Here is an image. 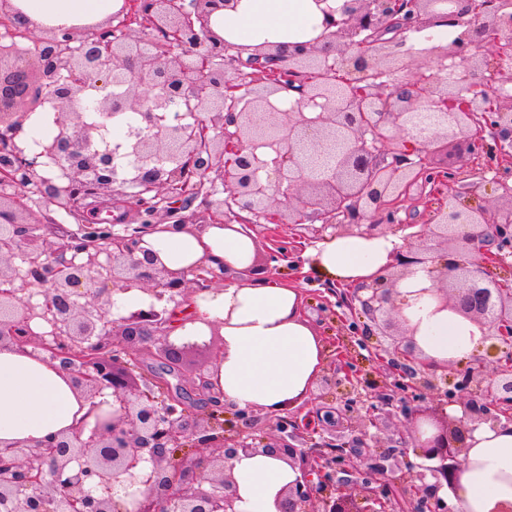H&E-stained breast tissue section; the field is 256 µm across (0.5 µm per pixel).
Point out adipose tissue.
<instances>
[{
	"instance_id": "1",
	"label": "adipose tissue",
	"mask_w": 512,
	"mask_h": 512,
	"mask_svg": "<svg viewBox=\"0 0 512 512\" xmlns=\"http://www.w3.org/2000/svg\"><path fill=\"white\" fill-rule=\"evenodd\" d=\"M16 9L48 26L83 25L109 18L120 0H11ZM344 0H239L236 9L213 13L212 29L228 43L255 48L297 45L322 32L324 9ZM141 246L167 269L190 272L195 266L223 265L237 273L220 291L199 292L185 304L172 339L204 336L223 323L224 355L218 389L225 407L270 412L300 402L324 365L322 343L303 311L298 288L248 276L256 250L254 235L241 225L207 224L184 231L158 227ZM400 237L335 234L306 251L313 269L346 288L373 283L403 249ZM430 281L415 270L399 285L400 316L416 326L415 341L425 360L466 363L489 347L487 329L451 311H440L426 295ZM87 395L77 393L69 374L42 361L32 348L0 349V446H38L69 431L85 417ZM466 464L452 498L455 512H512V424L482 425L467 440ZM240 495V512H279L282 490L297 474L268 455H238L229 461Z\"/></svg>"
}]
</instances>
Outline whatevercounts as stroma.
Segmentation results:
<instances>
[{
  "label": "stroma",
  "mask_w": 512,
  "mask_h": 512,
  "mask_svg": "<svg viewBox=\"0 0 512 512\" xmlns=\"http://www.w3.org/2000/svg\"><path fill=\"white\" fill-rule=\"evenodd\" d=\"M447 194L444 185L437 189L429 185L412 186L397 214L396 224L379 225V232L397 235L402 225L429 223ZM251 231L256 237L259 262L268 265L276 278L303 288L306 316L325 346L320 378L310 387L304 402L290 409V419L300 424L308 417L317 420L333 414L334 421L324 429L323 437L354 456L371 448H403L406 431L403 416H394L383 423L374 438L362 434L361 420L374 399L365 390H354L352 384L359 378H382L385 372V365L374 349L361 341L363 335L372 333L373 324L360 311L346 305L344 292L328 293L327 281L306 269L301 259L310 243L336 233V226L315 222L292 226L255 224Z\"/></svg>",
  "instance_id": "35a3bbf8"
}]
</instances>
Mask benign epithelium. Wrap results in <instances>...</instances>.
Listing matches in <instances>:
<instances>
[{"label": "benign epithelium", "instance_id": "benign-epithelium-1", "mask_svg": "<svg viewBox=\"0 0 512 512\" xmlns=\"http://www.w3.org/2000/svg\"><path fill=\"white\" fill-rule=\"evenodd\" d=\"M237 3L124 0L104 22L46 26L0 0V27L10 37L0 43V346L31 345L67 370L74 388L93 399L106 390L112 396L103 415L107 401L92 403L90 429L84 421L36 448H0L7 512H239L226 463L241 453L276 456L298 472L282 491L280 512H449L439 491L456 488L471 432L512 422V287L493 273L512 268V0H477L468 18L458 15L457 0H345L340 17L325 13L315 41L246 57L209 25L214 11ZM450 18L464 27L460 37L406 48L403 33ZM19 38L32 42L25 58L15 53ZM282 90L297 94L296 107L276 109L271 97ZM237 96L244 105L236 112L228 100ZM83 102L105 119L132 114L138 123L113 144L105 123L77 109ZM35 112L53 113L56 133L29 155L19 139L23 117ZM450 139L458 153L495 168L505 202L471 206L460 192L449 194L413 234L423 244L395 255L396 277L384 275L349 299L389 337L386 389H412L398 408L394 397H378L364 435L392 411L403 414L419 455L432 462L401 472L413 494H393L389 477L400 464L392 449L366 455L354 469L333 443L313 441L319 428L310 424L302 438L286 416H275L271 438L246 426L253 410L235 412L239 424H232L211 371L190 382L206 399L198 413L175 391L134 374L145 350L178 365L209 346L172 340V313L224 278V268L200 266L188 279L141 248L161 218L189 229L188 210L203 193L219 224L236 210L248 214L246 224L306 217L393 224L411 186L458 181ZM334 153L333 169L313 172L311 157ZM440 155L443 163L433 165ZM130 189L142 223L117 229L86 221L94 202ZM34 195L57 211L83 203L77 230L63 228L55 244H44L45 220L17 218ZM416 267L438 309L488 328L500 353L493 373L467 366L450 379L449 365L419 359L413 331L398 317V286ZM132 289L150 304L113 317L111 294ZM33 323L46 331L34 332ZM424 390L434 408L411 407ZM451 405L462 416L450 421ZM300 438L314 446H296ZM118 481L135 488L124 505L112 496Z\"/></svg>", "mask_w": 512, "mask_h": 512}]
</instances>
